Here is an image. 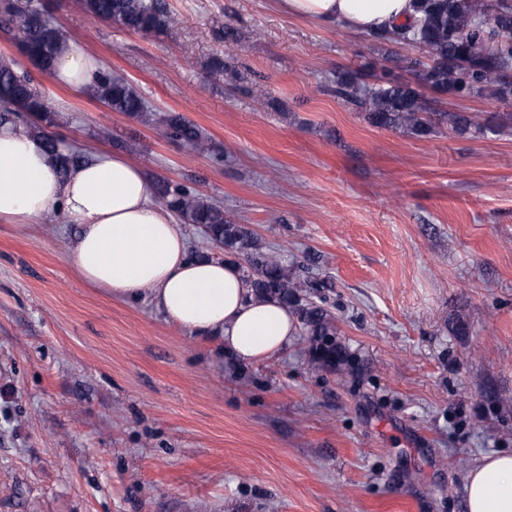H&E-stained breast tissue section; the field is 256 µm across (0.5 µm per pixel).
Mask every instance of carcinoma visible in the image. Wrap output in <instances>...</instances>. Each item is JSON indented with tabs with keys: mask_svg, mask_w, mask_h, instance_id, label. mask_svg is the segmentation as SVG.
Masks as SVG:
<instances>
[{
	"mask_svg": "<svg viewBox=\"0 0 512 512\" xmlns=\"http://www.w3.org/2000/svg\"><path fill=\"white\" fill-rule=\"evenodd\" d=\"M79 4L96 19L116 21L135 32L161 34L175 22L166 0H79ZM417 11L422 17L414 23L368 38L376 43L411 44L425 51V59L393 55L392 67L373 81L347 70L336 75L328 90L351 105L369 125L423 139L445 129L495 134L511 125V113L480 122L463 113L441 112L435 95L512 96V0H497L493 5L487 0H417ZM13 24L19 27L18 51L41 71L49 70L67 47L65 36L50 20L41 0H16L6 5L0 12V28ZM396 69L416 72L418 81L400 80L394 74ZM93 95L114 112L144 119L150 112L126 80L108 71L96 75ZM25 113L39 117V123L29 125V132L41 136L46 150L56 157L61 175L85 160L78 151L64 152L62 142L44 131L54 119L32 78L18 73L15 61L0 59V125L14 126ZM157 131L160 137L181 140L198 153H213L209 138L180 115L163 118ZM158 194L185 223L205 227L208 237L222 244L225 256L238 264L256 298L276 300L297 314L319 359L327 364L336 362V317L308 301L310 290L321 284L301 275L304 265L287 263L264 251L254 233L227 216L223 206L180 184L162 183Z\"/></svg>",
	"mask_w": 512,
	"mask_h": 512,
	"instance_id": "carcinoma-1",
	"label": "carcinoma"
}]
</instances>
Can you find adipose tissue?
Returning a JSON list of instances; mask_svg holds the SVG:
<instances>
[{"label": "adipose tissue", "mask_w": 512, "mask_h": 512, "mask_svg": "<svg viewBox=\"0 0 512 512\" xmlns=\"http://www.w3.org/2000/svg\"><path fill=\"white\" fill-rule=\"evenodd\" d=\"M293 17L357 32L389 30L416 18L414 0H276ZM99 61L69 42L49 72L55 84L91 90ZM60 210L76 227L70 250L81 277L112 296L150 297L167 321L198 337L219 336L239 359L280 353L295 318L274 300L254 299L238 267L197 260L153 179L126 154H100L60 174L42 141L0 127V223L26 224ZM467 512H512V454L492 453L465 485Z\"/></svg>", "instance_id": "obj_1"}]
</instances>
